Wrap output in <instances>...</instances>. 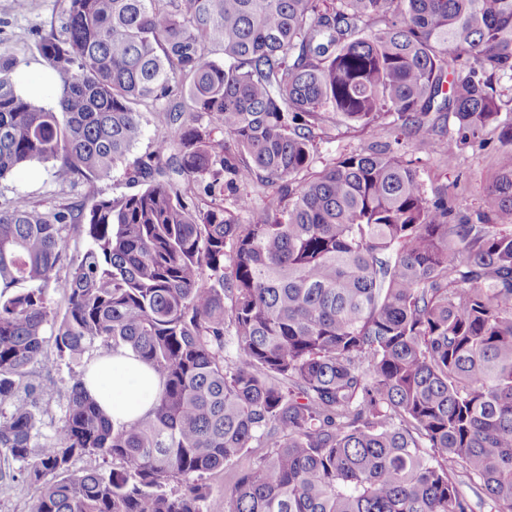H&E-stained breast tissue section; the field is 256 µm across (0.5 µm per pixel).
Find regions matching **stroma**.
Returning a JSON list of instances; mask_svg holds the SVG:
<instances>
[{"mask_svg": "<svg viewBox=\"0 0 512 512\" xmlns=\"http://www.w3.org/2000/svg\"><path fill=\"white\" fill-rule=\"evenodd\" d=\"M64 16L59 0H27L25 9H18L15 0H0V55L17 60L20 71L39 74L43 66L35 44L39 36L61 34ZM328 136L319 146L321 162L327 163L340 154L359 149L371 141L391 140L386 128L361 131L342 124L327 127ZM500 148L498 131L487 127L483 144L468 143L457 150L453 166H444L438 157L421 151L412 141L406 142L401 151L405 158L415 160L426 186L441 183L456 184L454 201L457 212L470 219H477L482 205V194L498 173L497 155ZM139 184L131 181L126 167L114 170L110 180L83 182L70 189L58 186L50 164L33 162L0 180V206H6L17 196H25L29 203L43 212H55L75 201L92 202L98 198H119L138 192ZM83 365L65 360L58 361L52 370L34 366L29 380L44 390L39 416L41 430L50 434L59 425L73 381L81 376ZM267 452L261 442H251L237 458L224 469L209 474L206 482L211 493L205 512H224V485L233 474L248 468Z\"/></svg>", "mask_w": 512, "mask_h": 512, "instance_id": "35a3bbf8", "label": "stroma"}]
</instances>
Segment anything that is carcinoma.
I'll use <instances>...</instances> for the list:
<instances>
[{"label":"carcinoma","mask_w":512,"mask_h":512,"mask_svg":"<svg viewBox=\"0 0 512 512\" xmlns=\"http://www.w3.org/2000/svg\"><path fill=\"white\" fill-rule=\"evenodd\" d=\"M60 4L63 35L37 44L54 106L0 57V179L37 160L60 186L104 181L128 162L144 188L0 207V478L35 488L33 512H204L191 476L264 439L224 512H474L459 472L512 512V230L456 221L451 188L388 143L315 168L330 121L389 123L450 166L494 124L482 206L512 216V0ZM185 98L233 145L180 122ZM145 103L170 134L131 162ZM168 171L209 178L214 202ZM254 182L277 191L242 224ZM69 224L89 245L63 273ZM98 343L161 377L152 407L115 426L78 378L41 437L31 366ZM82 455L118 465L76 474Z\"/></svg>","instance_id":"1"}]
</instances>
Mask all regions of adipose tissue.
I'll return each instance as SVG.
<instances>
[{
  "label": "adipose tissue",
  "instance_id": "ef3b65f1",
  "mask_svg": "<svg viewBox=\"0 0 512 512\" xmlns=\"http://www.w3.org/2000/svg\"><path fill=\"white\" fill-rule=\"evenodd\" d=\"M84 386L113 424L142 417L162 389L159 375L126 349L107 352L90 365Z\"/></svg>",
  "mask_w": 512,
  "mask_h": 512
}]
</instances>
